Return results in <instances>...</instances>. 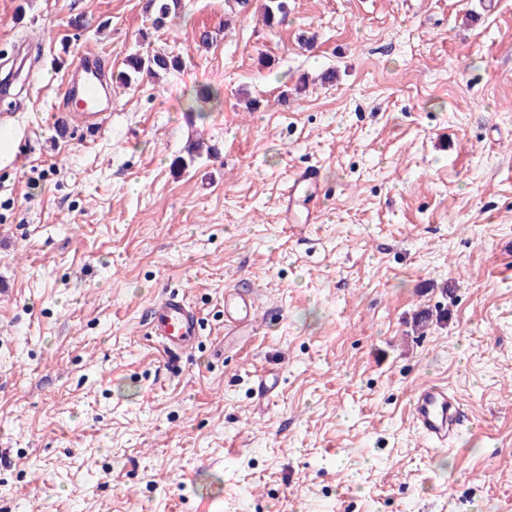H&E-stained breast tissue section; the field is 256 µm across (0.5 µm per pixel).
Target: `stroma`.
<instances>
[{"instance_id":"obj_1","label":"stroma","mask_w":512,"mask_h":512,"mask_svg":"<svg viewBox=\"0 0 512 512\" xmlns=\"http://www.w3.org/2000/svg\"><path fill=\"white\" fill-rule=\"evenodd\" d=\"M147 2L0 0L31 69L0 101L30 129L0 168V512H512V0H287L273 28L264 0L161 28ZM88 51L181 65L61 142ZM306 168L318 217L289 224ZM234 286L255 332H224ZM165 290L203 323L175 359ZM429 381L464 408L443 448ZM317 171H304L301 173H295L287 186L283 190L281 196L283 201L291 202L295 199L299 193H303V197L308 199V214L309 216L311 209L316 207L317 200ZM413 422L418 433L434 445H445L459 431L463 411L448 385L429 383L411 398Z\"/></svg>"}]
</instances>
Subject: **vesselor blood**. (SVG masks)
Segmentation results:
<instances>
[{
    "mask_svg": "<svg viewBox=\"0 0 512 512\" xmlns=\"http://www.w3.org/2000/svg\"><path fill=\"white\" fill-rule=\"evenodd\" d=\"M112 76L101 56L83 58L68 80L65 111L56 113L55 120L62 134H69L72 123H80L87 133L101 129L109 118L108 97ZM317 178L314 171L294 174L282 192L284 200L304 196L317 200ZM257 305L252 294L230 288L224 292V327L242 331L255 321ZM150 334L171 355L192 347L200 334L198 313L176 293H167L154 305ZM413 422L418 433L435 445L447 444L459 431L463 411L457 395L448 386L430 383L414 391L411 398Z\"/></svg>",
    "mask_w": 512,
    "mask_h": 512,
    "instance_id": "1",
    "label": "vessel or blood"
}]
</instances>
